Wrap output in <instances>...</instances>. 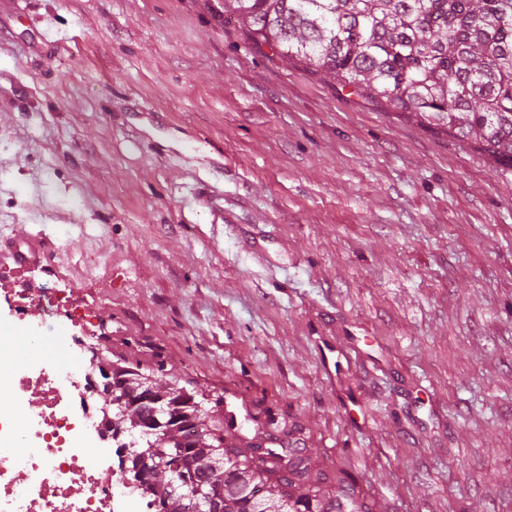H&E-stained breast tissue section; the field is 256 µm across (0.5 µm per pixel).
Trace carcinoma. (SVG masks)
<instances>
[{"instance_id":"obj_1","label":"carcinoma","mask_w":512,"mask_h":512,"mask_svg":"<svg viewBox=\"0 0 512 512\" xmlns=\"http://www.w3.org/2000/svg\"><path fill=\"white\" fill-rule=\"evenodd\" d=\"M224 11L255 46L512 164V0H224ZM110 379L129 397L106 422L130 437L122 477L145 487L153 512H362L355 482L313 473L294 441L268 435L274 448L257 460L226 443L244 422L194 391L138 366L113 365Z\"/></svg>"}]
</instances>
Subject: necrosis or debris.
<instances>
[{
	"label": "necrosis or debris",
	"mask_w": 512,
	"mask_h": 512,
	"mask_svg": "<svg viewBox=\"0 0 512 512\" xmlns=\"http://www.w3.org/2000/svg\"><path fill=\"white\" fill-rule=\"evenodd\" d=\"M0 298L22 327L0 339V512H147L140 487L112 488L120 461L99 407L76 401L95 380L71 351L56 352L59 326L82 331L91 313L75 289L39 287L18 269L0 267ZM41 324L26 328L31 308ZM27 356H19L18 345Z\"/></svg>",
	"instance_id": "necrosis-or-debris-1"
}]
</instances>
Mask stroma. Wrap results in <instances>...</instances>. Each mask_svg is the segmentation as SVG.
Instances as JSON below:
<instances>
[{
    "label": "stroma",
    "mask_w": 512,
    "mask_h": 512,
    "mask_svg": "<svg viewBox=\"0 0 512 512\" xmlns=\"http://www.w3.org/2000/svg\"><path fill=\"white\" fill-rule=\"evenodd\" d=\"M95 353L295 430L371 512H512V164L255 47L224 0L0 9V252Z\"/></svg>",
    "instance_id": "1"
}]
</instances>
